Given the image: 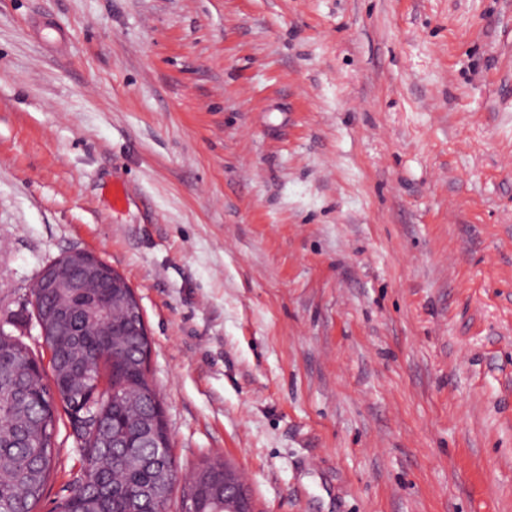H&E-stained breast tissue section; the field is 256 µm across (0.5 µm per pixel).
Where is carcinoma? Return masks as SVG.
<instances>
[{
  "mask_svg": "<svg viewBox=\"0 0 512 512\" xmlns=\"http://www.w3.org/2000/svg\"><path fill=\"white\" fill-rule=\"evenodd\" d=\"M33 297L43 311L69 309L74 298L64 288L42 286ZM119 321L133 318L121 290H112ZM0 328V512H35L53 471L55 399L67 412L83 411L86 398L112 370V398L95 409V435L80 433L83 474L64 488L54 512H144L143 494L172 492L177 481L171 449L139 448V425L168 439V425L154 413L160 395L147 375L138 336H102L91 322L82 336L45 340L51 350L52 382L17 338L4 340ZM191 512H224V462L206 460L194 471L183 502Z\"/></svg>",
  "mask_w": 512,
  "mask_h": 512,
  "instance_id": "obj_1",
  "label": "carcinoma"
}]
</instances>
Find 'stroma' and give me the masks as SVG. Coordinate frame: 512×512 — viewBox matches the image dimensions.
Listing matches in <instances>:
<instances>
[{"label": "stroma", "instance_id": "35a3bbf8", "mask_svg": "<svg viewBox=\"0 0 512 512\" xmlns=\"http://www.w3.org/2000/svg\"><path fill=\"white\" fill-rule=\"evenodd\" d=\"M75 248L140 301L169 512L208 458L257 512H512V0H0V328L44 362ZM82 466L58 414L36 512Z\"/></svg>", "mask_w": 512, "mask_h": 512}]
</instances>
